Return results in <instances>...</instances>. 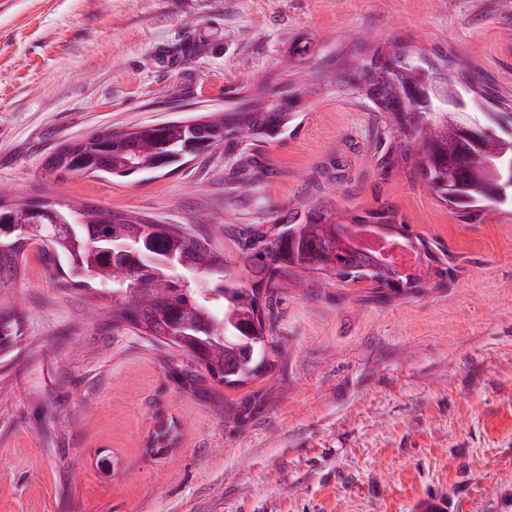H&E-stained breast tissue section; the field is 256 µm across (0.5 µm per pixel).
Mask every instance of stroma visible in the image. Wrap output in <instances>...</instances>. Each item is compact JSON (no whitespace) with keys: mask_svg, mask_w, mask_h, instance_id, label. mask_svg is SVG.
Instances as JSON below:
<instances>
[{"mask_svg":"<svg viewBox=\"0 0 512 512\" xmlns=\"http://www.w3.org/2000/svg\"><path fill=\"white\" fill-rule=\"evenodd\" d=\"M465 59L486 111L512 104V0H0V185L186 228L251 286L240 232L335 186L391 211L448 285L394 294L328 276L278 281L271 374L186 386L192 363L112 321L125 291L80 287L29 251L0 285V512H512V216L465 221L414 163L378 164L381 122L354 90L371 47ZM298 94L295 131L170 173L112 181L44 168L66 139L251 96ZM341 173H334L333 164ZM173 431L154 444L158 425Z\"/></svg>","mask_w":512,"mask_h":512,"instance_id":"1","label":"stroma"}]
</instances>
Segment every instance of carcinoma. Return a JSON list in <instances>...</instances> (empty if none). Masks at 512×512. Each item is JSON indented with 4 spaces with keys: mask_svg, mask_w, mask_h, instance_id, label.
Here are the masks:
<instances>
[{
    "mask_svg": "<svg viewBox=\"0 0 512 512\" xmlns=\"http://www.w3.org/2000/svg\"><path fill=\"white\" fill-rule=\"evenodd\" d=\"M413 52L386 53L376 50L371 58L356 64L357 89L373 105L382 122L391 125L393 138H378L373 148L378 162L389 168L401 160L415 162L418 172L437 199L465 217L479 213L488 204L512 206V187L494 185L485 177L481 164L472 159L512 155V112H486L487 131L478 142L463 136L428 112H414L406 99L424 87L426 76L437 73L434 66L421 70L403 61ZM292 99L284 96L267 106L251 104L234 112H210L172 119L158 125L114 131L102 127L79 139L61 142L45 160L51 172L85 178H126L146 172L175 170L205 153L219 148L230 151L239 144L237 131L255 145L288 132L292 122ZM0 186V223L42 227L31 237L3 240L10 252L15 279L25 264L28 246L46 242L60 261L62 271L75 283L117 284L122 266L112 258V242L139 241L146 251L161 258L177 254L185 268L208 273L223 265V259L192 240L176 225L154 224L94 206H71L33 198L6 201ZM72 212L80 218L75 236L50 239L53 233L47 212ZM330 224L344 225L354 235L365 226L376 225L386 241L399 244L415 260H434L427 246L418 247L406 235L405 225L393 224L387 211L348 217L336 207V198L323 194L312 204H301L281 214L270 225L257 224L243 235V256L263 272L250 288L222 284L210 289L206 298L196 288L171 275H163L151 264L133 265L139 296L112 310V321L129 323L155 336L169 347L189 355L198 365L183 373L184 382L197 385L207 379L237 386L269 372L282 351L268 340L272 332L270 298L266 287L277 278L300 273L308 280L334 276L344 282L369 280L391 292L416 288L420 279L402 275L394 262L378 266L379 253L357 250L343 239L327 235Z\"/></svg>",
    "mask_w": 512,
    "mask_h": 512,
    "instance_id": "carcinoma-1",
    "label": "carcinoma"
}]
</instances>
